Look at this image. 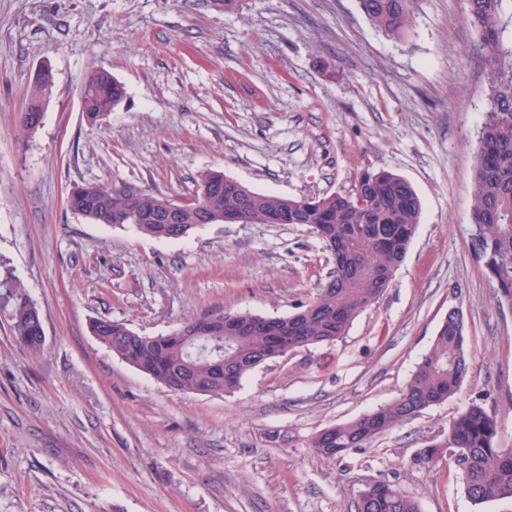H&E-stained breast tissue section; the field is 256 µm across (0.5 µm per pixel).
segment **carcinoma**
<instances>
[{
	"label": "carcinoma",
	"instance_id": "1",
	"mask_svg": "<svg viewBox=\"0 0 512 512\" xmlns=\"http://www.w3.org/2000/svg\"><path fill=\"white\" fill-rule=\"evenodd\" d=\"M413 3L360 0L370 21L393 39L402 38L410 28ZM468 19L479 39L489 99L474 162L471 222L479 233L471 235V249L498 303L512 308V44L504 40L512 28V0H468ZM52 83L50 71H38L30 111H42V99ZM124 96V86L108 70L97 68L85 81L82 112L95 123ZM83 189L74 212L99 224H130L145 236L164 238L169 218L156 210L157 194L142 190L136 209L110 188L87 183ZM230 211L305 224L327 249H336L338 260L309 302L276 318L275 333L257 327L259 314L232 313L239 332L224 343V356L230 359L225 377L214 372L211 343L199 350L169 333L149 336L110 319L92 322L99 343L168 390L228 393L265 362L277 336L291 350L345 336L355 318L380 299L404 260L419 224L421 202L410 182L389 171L362 173L347 194L292 198L256 192L210 169L199 174L197 190L176 223L189 233L204 224L222 223ZM0 288V297L12 304L16 340L33 353L40 351L43 343L28 320L33 301L7 278L0 280ZM469 371L464 318L450 310L399 397L358 419L320 430L311 447L327 458L365 449L384 433L459 393ZM497 437L496 417L473 402L442 439L424 450L420 461L430 465L448 457L476 504L512 499V448L500 447ZM355 512H419V507L396 485L379 483L375 491L357 498Z\"/></svg>",
	"mask_w": 512,
	"mask_h": 512
}]
</instances>
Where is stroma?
<instances>
[{"label": "stroma", "mask_w": 512, "mask_h": 512, "mask_svg": "<svg viewBox=\"0 0 512 512\" xmlns=\"http://www.w3.org/2000/svg\"><path fill=\"white\" fill-rule=\"evenodd\" d=\"M467 0H415L393 40L359 0H0V279L42 312L33 354L0 300V512H355L388 482L420 512L474 504L447 461L416 459L472 402L512 448V309L471 247L474 155L488 99ZM123 101L88 124V73ZM53 86L40 126L32 78ZM300 198L348 193L363 171L416 189L417 234L383 296L331 344L295 350L223 395L172 392L101 345L108 318L150 336L213 311L293 313L333 258L301 224H206L157 240L66 204L94 183L180 201L201 171ZM471 374L447 401L326 458L321 429L399 396L448 310ZM53 83V77L49 70L43 69L38 71L34 78V89L32 95L30 97V112H42L41 120L39 125L43 119V110H42V99L44 95H46L47 91L51 89ZM21 123L22 126L26 129H35L39 125H32V123L28 119V112H22L21 114Z\"/></svg>", "instance_id": "35a3bbf8"}]
</instances>
